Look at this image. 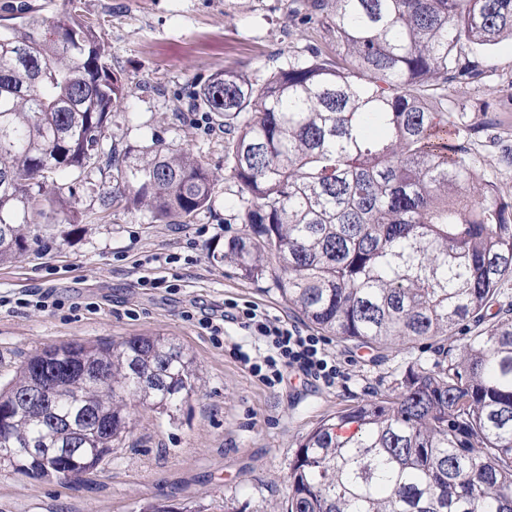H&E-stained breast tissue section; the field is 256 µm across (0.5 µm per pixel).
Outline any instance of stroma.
Returning a JSON list of instances; mask_svg holds the SVG:
<instances>
[{"label":"stroma","mask_w":512,"mask_h":512,"mask_svg":"<svg viewBox=\"0 0 512 512\" xmlns=\"http://www.w3.org/2000/svg\"><path fill=\"white\" fill-rule=\"evenodd\" d=\"M22 5L31 16L53 20L71 10L95 24L131 90L112 114L119 147L158 138L199 156L218 181L211 208L183 229L131 208L95 223L35 224L28 252L0 264V291L47 288L64 302L53 312L0 311L1 385L45 346L153 334L182 345L203 379L175 418L133 407L130 438L97 471L46 481L1 469L0 512H280L303 436L336 411L389 394L409 367L447 365L449 346L464 342L452 336L378 353L330 336L345 372L335 387L292 375L269 388L186 319L233 298L300 320L272 279L244 280L211 263L212 245L244 230L235 221L237 186L224 168V128L194 131L176 109L212 74L237 70L260 81L275 61L300 52L307 35L292 0H0V28L15 24ZM482 56L484 77L450 85L448 97L469 123L490 122L491 133L473 135L469 148L508 200L512 168L499 165L497 146L512 145V41ZM201 226L206 235H197ZM152 253L176 256L166 272L175 289L141 286L132 274L133 263Z\"/></svg>","instance_id":"obj_1"}]
</instances>
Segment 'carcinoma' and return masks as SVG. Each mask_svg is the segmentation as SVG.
Instances as JSON below:
<instances>
[{"mask_svg":"<svg viewBox=\"0 0 512 512\" xmlns=\"http://www.w3.org/2000/svg\"><path fill=\"white\" fill-rule=\"evenodd\" d=\"M301 21L344 55L311 41L260 84L226 70L188 102L224 123L248 227L211 261L271 277L339 342L385 351L478 331L447 367H411L393 393L306 434L287 512H512V303L483 326L512 277V200L478 169L475 127L448 103V85L483 74L475 49L512 41V0H310ZM126 97L100 35L71 13L0 31V263L27 251L40 217L81 223L74 184L94 169L108 172L103 211L187 224L211 205L217 176L191 152L108 145ZM199 382L159 334L48 346L0 389L17 450L0 451V467L95 470L132 433L130 402L176 411Z\"/></svg>","mask_w":512,"mask_h":512,"instance_id":"1","label":"carcinoma"}]
</instances>
